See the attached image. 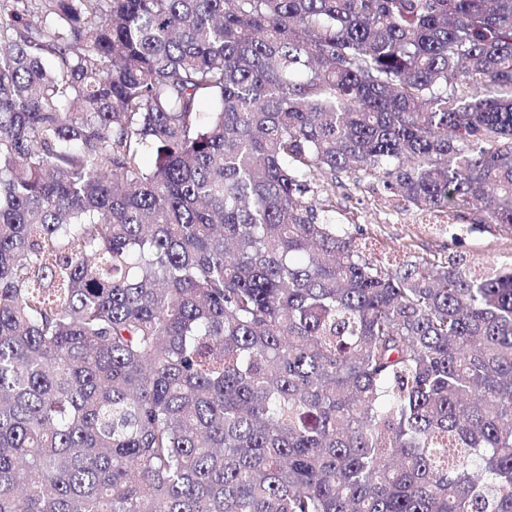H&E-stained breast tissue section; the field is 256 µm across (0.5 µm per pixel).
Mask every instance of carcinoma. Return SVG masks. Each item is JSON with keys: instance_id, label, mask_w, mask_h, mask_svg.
<instances>
[{"instance_id": "1", "label": "carcinoma", "mask_w": 512, "mask_h": 512, "mask_svg": "<svg viewBox=\"0 0 512 512\" xmlns=\"http://www.w3.org/2000/svg\"><path fill=\"white\" fill-rule=\"evenodd\" d=\"M6 2L0 512H512V0ZM320 194L326 210L319 212L321 215L348 228L357 236L359 246L377 257H389L393 264L409 250L442 259L457 255L475 268L512 263V234L471 224L470 217L464 215H451L446 224L441 214L420 215L412 224L416 214L398 208L376 179L340 175L336 185Z\"/></svg>"}]
</instances>
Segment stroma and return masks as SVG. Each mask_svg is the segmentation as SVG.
<instances>
[{"mask_svg":"<svg viewBox=\"0 0 512 512\" xmlns=\"http://www.w3.org/2000/svg\"><path fill=\"white\" fill-rule=\"evenodd\" d=\"M320 200L326 217L355 232L360 246L394 263L408 251L442 259L457 255L475 268L512 263V234L462 215L444 224L416 223L414 214L398 208L382 183L372 178L340 176Z\"/></svg>","mask_w":512,"mask_h":512,"instance_id":"35a3bbf8","label":"stroma"}]
</instances>
